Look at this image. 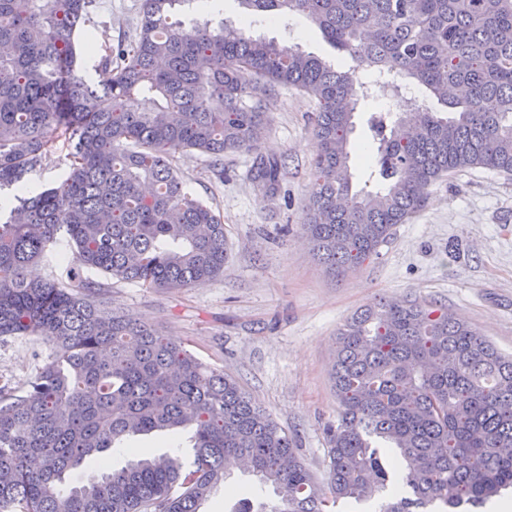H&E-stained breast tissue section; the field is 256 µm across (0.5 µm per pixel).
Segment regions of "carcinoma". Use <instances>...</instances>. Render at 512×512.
<instances>
[{
    "label": "carcinoma",
    "mask_w": 512,
    "mask_h": 512,
    "mask_svg": "<svg viewBox=\"0 0 512 512\" xmlns=\"http://www.w3.org/2000/svg\"><path fill=\"white\" fill-rule=\"evenodd\" d=\"M185 0H142L135 38L103 48L95 76L85 23L92 0H0V340L50 337L42 365L0 389V512H201L226 460L273 488L279 504L233 512H334L387 489L379 512L481 509L512 487V355L448 307L379 298L337 333L339 404L321 482L293 440L232 376L154 325L99 299L96 269L145 288L214 281L229 259L221 216L184 191L179 153L256 155L253 181L278 188L287 167L261 153L260 90L317 101L318 155L302 232L337 276L379 254L419 213L427 188L457 170L512 173V0H237L242 16L295 13L342 58L335 67L241 25L169 21ZM407 80L441 106L400 98L372 117L382 184L353 189L360 73ZM69 148L54 186L23 191L55 139ZM73 285L36 278L61 239ZM188 435L191 452L112 466L138 437ZM96 473L78 484L72 471Z\"/></svg>",
    "instance_id": "cac0c4a2"
}]
</instances>
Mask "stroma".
I'll use <instances>...</instances> for the list:
<instances>
[{"instance_id":"obj_1","label":"stroma","mask_w":512,"mask_h":512,"mask_svg":"<svg viewBox=\"0 0 512 512\" xmlns=\"http://www.w3.org/2000/svg\"><path fill=\"white\" fill-rule=\"evenodd\" d=\"M141 0H94L88 29L98 47L132 35ZM183 29L205 20L239 22L236 0H202L174 16ZM250 33L335 61L336 53L307 18L285 14L252 17ZM393 86H374L361 101L351 136L355 186L374 169L376 146L370 119L395 109ZM315 99L278 87L268 104L264 155L287 158L288 176L266 194L252 180L253 155L228 153L216 175L208 156L173 160L186 192L219 213L229 261L219 279L175 292L110 280L97 270L87 278L104 283L102 299L126 316L162 327L203 363L229 373L293 438L297 454L315 473L327 462L324 428L335 422L336 394L330 377L336 334L347 317L377 297L412 295L448 309L512 354V174L469 168L446 175L428 189L427 203L397 225L379 254L346 276L330 273L301 233L312 190L309 165L317 153L311 116ZM45 340L0 342V386H17L39 367ZM270 487L234 471L203 512H230L243 498L268 501Z\"/></svg>"}]
</instances>
